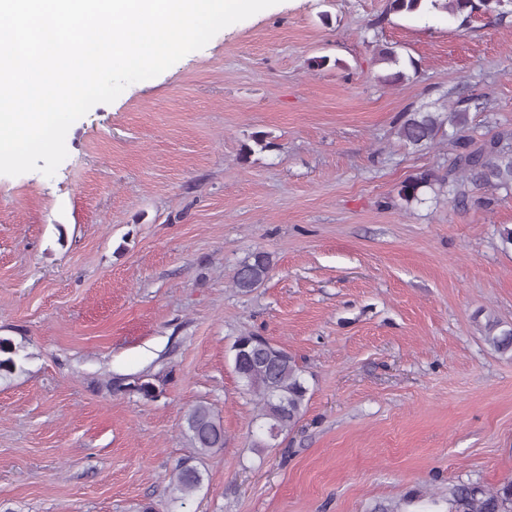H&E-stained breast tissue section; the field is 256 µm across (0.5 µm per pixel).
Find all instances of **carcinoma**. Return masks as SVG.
Segmentation results:
<instances>
[{
  "label": "carcinoma",
  "instance_id": "carcinoma-1",
  "mask_svg": "<svg viewBox=\"0 0 512 512\" xmlns=\"http://www.w3.org/2000/svg\"><path fill=\"white\" fill-rule=\"evenodd\" d=\"M420 11L446 12L452 16L469 18L483 12L498 17L509 15L501 0H388L387 12L417 13ZM379 61L397 67L385 76L387 82H399L406 74L398 69L400 59L392 48L379 51ZM468 112L456 108L451 112L414 110L404 115L398 127L399 139L414 148L432 147L437 138L445 135L454 140L456 155L448 169V177L435 179L424 172L403 181L398 197L410 206L421 201L420 190L439 184L459 204L467 202L468 188L490 187L512 191V134L501 133L482 143L465 134ZM273 267L269 253L256 251L241 262L233 277L234 287L249 293L259 287ZM485 340L498 352H512V327L499 329V324L487 325ZM247 347L250 361L237 374L244 392L254 398L257 418L263 420L267 433L278 435L292 429L301 419L307 405L308 387L302 369L286 349L254 334L237 337L232 351L239 353ZM17 350L8 338H0V373L17 368ZM126 390L146 399L160 395L156 386L140 378L126 385ZM184 430L197 454L224 447V426L212 407L206 403L194 405L184 417ZM176 490L183 495L197 491L203 475L195 459L182 461L175 474ZM451 512H512V482L497 489H484L473 483H458L448 490Z\"/></svg>",
  "mask_w": 512,
  "mask_h": 512
}]
</instances>
